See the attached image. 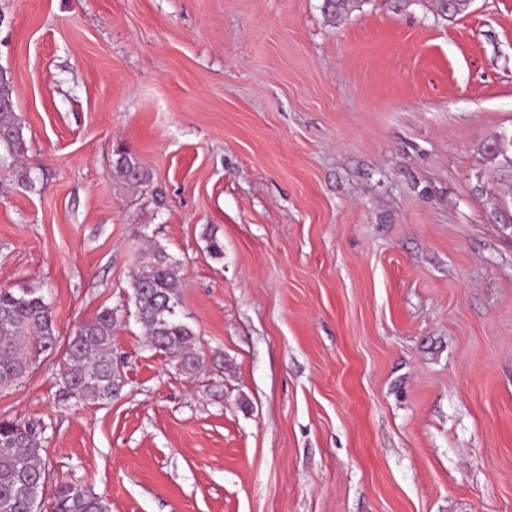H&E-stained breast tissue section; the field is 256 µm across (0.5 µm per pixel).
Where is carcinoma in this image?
Wrapping results in <instances>:
<instances>
[{
	"label": "carcinoma",
	"mask_w": 512,
	"mask_h": 512,
	"mask_svg": "<svg viewBox=\"0 0 512 512\" xmlns=\"http://www.w3.org/2000/svg\"><path fill=\"white\" fill-rule=\"evenodd\" d=\"M469 5L470 0H452L446 6L437 4V11L452 20ZM352 7L353 0H324L325 11L333 19ZM0 147L11 157L26 150L6 77L0 79ZM112 177L141 184L149 174L136 157L120 152ZM131 288L150 346L176 361L184 373H196L204 359L194 351L193 330L176 311L179 268L163 247L155 245L139 252ZM113 323L114 311L105 308L69 337L57 375L59 400L75 398L91 404L119 393L123 380L112 349ZM58 339L43 296L29 288L17 293L1 289L0 390L18 384L34 360L55 351ZM42 451V438L33 424L0 420V512H41L48 480ZM50 507L52 512H106L102 499L69 482L56 485Z\"/></svg>",
	"instance_id": "obj_1"
}]
</instances>
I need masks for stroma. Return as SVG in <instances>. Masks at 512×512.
<instances>
[{"mask_svg":"<svg viewBox=\"0 0 512 512\" xmlns=\"http://www.w3.org/2000/svg\"><path fill=\"white\" fill-rule=\"evenodd\" d=\"M26 152L0 289L67 341L114 309L123 388L0 391L49 481L107 512H512V0H0ZM149 171L112 177L117 149ZM219 241L222 254L210 251ZM179 263L195 375L153 350L137 254Z\"/></svg>","mask_w":512,"mask_h":512,"instance_id":"35a3bbf8","label":"stroma"}]
</instances>
